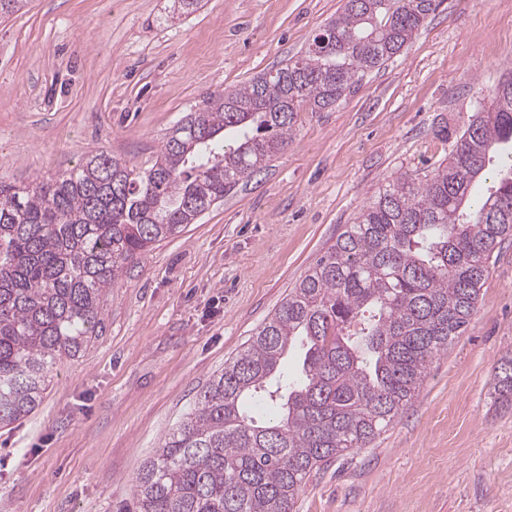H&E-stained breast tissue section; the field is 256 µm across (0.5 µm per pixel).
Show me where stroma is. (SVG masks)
Returning <instances> with one entry per match:
<instances>
[{
    "instance_id": "35a3bbf8",
    "label": "stroma",
    "mask_w": 512,
    "mask_h": 512,
    "mask_svg": "<svg viewBox=\"0 0 512 512\" xmlns=\"http://www.w3.org/2000/svg\"><path fill=\"white\" fill-rule=\"evenodd\" d=\"M343 0H26L0 16V181L105 152L148 168L210 95L296 55ZM512 75V0H439L400 56L108 289L97 334L41 404L0 427V512H117L161 439L379 188L447 160ZM512 239L464 336L370 447L331 461L295 512H512ZM495 389L512 402V351L501 358L500 366L495 373Z\"/></svg>"
}]
</instances>
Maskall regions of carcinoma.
Returning <instances> with one entry per match:
<instances>
[{"label": "carcinoma", "instance_id": "cac0c4a2", "mask_svg": "<svg viewBox=\"0 0 512 512\" xmlns=\"http://www.w3.org/2000/svg\"><path fill=\"white\" fill-rule=\"evenodd\" d=\"M436 8L344 0L300 56L188 113L143 171L101 152L55 178L0 182V426L39 405L57 359L87 349L127 264L263 169L297 113L333 109ZM491 99L448 162L394 178L346 225L162 440L120 512H293L313 471L369 447L412 403L512 236V80ZM484 178L494 190L477 195ZM298 337L307 348L290 381ZM495 389L512 398V351ZM258 403L277 420L254 416Z\"/></svg>", "mask_w": 512, "mask_h": 512}]
</instances>
